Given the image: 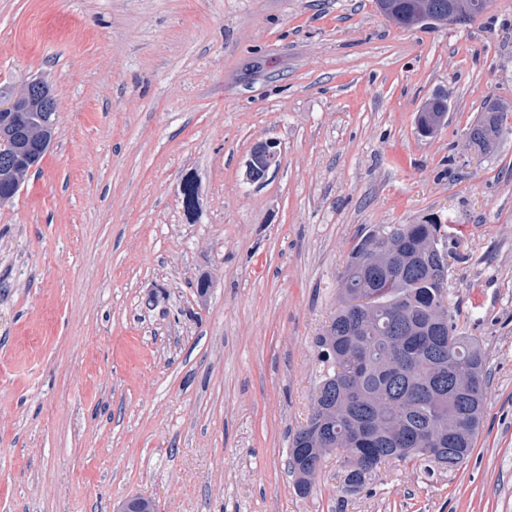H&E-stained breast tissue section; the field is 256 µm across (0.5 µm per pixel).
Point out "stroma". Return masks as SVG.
I'll use <instances>...</instances> for the list:
<instances>
[{
	"label": "stroma",
	"instance_id": "stroma-1",
	"mask_svg": "<svg viewBox=\"0 0 512 512\" xmlns=\"http://www.w3.org/2000/svg\"><path fill=\"white\" fill-rule=\"evenodd\" d=\"M47 80L54 140L0 205V512H512V0L404 31L375 0H0V88ZM448 101L421 137L416 115ZM281 164L249 183L256 142ZM199 203L185 212L181 185ZM434 218L489 388L454 470L323 461L317 340L370 230ZM206 295H198L200 282ZM511 106L504 107L498 103H488L480 118L467 129L469 141L478 150L487 149L495 138L500 139L502 128L509 133L512 126L507 124Z\"/></svg>",
	"mask_w": 512,
	"mask_h": 512
}]
</instances>
